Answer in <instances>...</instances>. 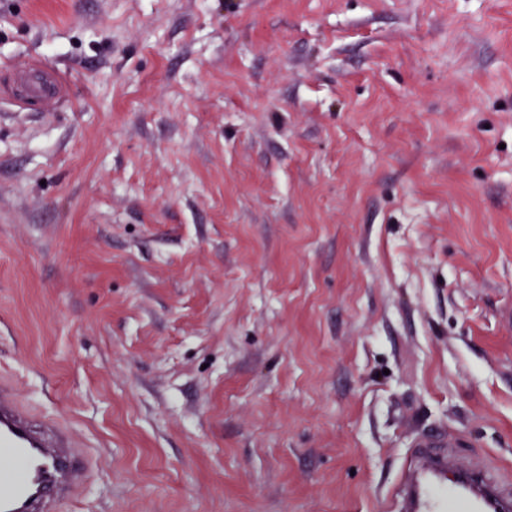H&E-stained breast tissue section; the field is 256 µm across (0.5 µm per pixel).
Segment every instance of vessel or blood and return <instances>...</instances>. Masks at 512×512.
<instances>
[{
	"label": "vessel or blood",
	"mask_w": 512,
	"mask_h": 512,
	"mask_svg": "<svg viewBox=\"0 0 512 512\" xmlns=\"http://www.w3.org/2000/svg\"><path fill=\"white\" fill-rule=\"evenodd\" d=\"M12 93L53 111L65 88L53 72L21 66ZM79 441L53 419L36 418L0 379V512H55L82 475L73 467ZM404 512H512V480L490 468L417 453L399 490Z\"/></svg>",
	"instance_id": "1"
}]
</instances>
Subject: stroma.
Segmentation results:
<instances>
[{"label":"stroma","instance_id":"35a3bbf8","mask_svg":"<svg viewBox=\"0 0 512 512\" xmlns=\"http://www.w3.org/2000/svg\"><path fill=\"white\" fill-rule=\"evenodd\" d=\"M0 376L58 512H393L512 471V0H0ZM24 103L36 101L45 111H54L64 96L62 80L53 72L36 66L22 65L8 89ZM451 472L452 477L447 474ZM405 512H511L512 480L490 468L476 469L417 453L399 490Z\"/></svg>","mask_w":512,"mask_h":512}]
</instances>
